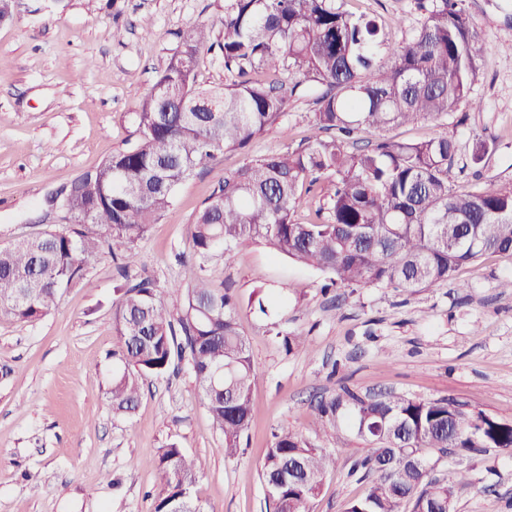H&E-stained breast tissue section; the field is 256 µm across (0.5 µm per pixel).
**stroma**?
I'll return each instance as SVG.
<instances>
[{
    "mask_svg": "<svg viewBox=\"0 0 512 512\" xmlns=\"http://www.w3.org/2000/svg\"><path fill=\"white\" fill-rule=\"evenodd\" d=\"M19 0L0 24V247L44 232L46 194L126 149L133 114L179 44V33L205 24L223 37L225 0ZM489 52L477 59L468 102L453 128L452 186L512 183V0H463ZM355 15L377 17L388 43L421 25L415 0H346ZM282 83L288 107L244 151L224 150L183 181L171 208L138 241L131 274L152 276L171 310L170 287L192 257L190 225L220 181L253 157L307 146L322 85ZM489 151L473 163L476 140ZM215 287L236 299L237 320L257 378L252 418L237 457L224 455L203 394L187 363L148 376L129 418L112 414L117 363L112 307L124 279L103 259L59 296L36 322L0 316V512H153L163 486L149 466L174 445L193 459L191 494L205 512H272L261 469L274 432L286 430L336 451V464L311 512H342L366 484L352 475L366 453L347 416L328 432L314 423L318 404L347 389L447 398L466 410L512 422V256L488 254L457 272L458 287L412 294L379 285L329 287L314 267L244 241L208 263ZM268 311L260 313L256 300ZM308 348L287 352L284 336ZM473 484L454 512H512V454L497 449L470 459Z\"/></svg>",
    "mask_w": 512,
    "mask_h": 512,
    "instance_id": "1",
    "label": "stroma"
}]
</instances>
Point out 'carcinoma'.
Returning a JSON list of instances; mask_svg holds the SVG:
<instances>
[{"label": "carcinoma", "mask_w": 512, "mask_h": 512, "mask_svg": "<svg viewBox=\"0 0 512 512\" xmlns=\"http://www.w3.org/2000/svg\"><path fill=\"white\" fill-rule=\"evenodd\" d=\"M345 0H226L218 48L224 68L282 71L293 88L320 84L315 137L300 151L260 156L224 178L191 224L192 259L183 263L187 287L173 316L155 281L126 283L113 310L120 360L112 375V412L127 416L140 397V380L162 374L188 355L224 453L239 452L252 416L256 377L237 303L210 286L207 265L218 249L245 239L274 254L316 267L334 284L389 285L404 292L457 286L456 272L489 253L512 255V185H448L457 146L441 133L410 142L383 137L350 151L330 132L386 131L420 120L445 122L468 96L482 53L461 0H417L422 25L403 45L390 47L374 18L356 16ZM204 24L181 33L178 50L134 113V144L90 171L92 179L66 189L73 223L0 248V315L34 322L48 315L60 292L80 283L105 255L131 250L173 204L179 184L218 151L246 150L285 110L287 97L271 85L245 80L197 85ZM392 63L385 64L383 57ZM330 172L329 218L301 223L294 208L307 181ZM344 410L370 445L351 473L371 478L364 497L343 512H448L466 468L432 478L423 449H454L460 457L487 448L512 452V423L471 412L448 400L389 394L361 397L342 390L319 408L318 422ZM335 454L290 432L274 435L262 480L273 512H309ZM151 464L164 478L153 512H204L187 491L196 482L193 460L174 445Z\"/></svg>", "instance_id": "carcinoma-1"}]
</instances>
